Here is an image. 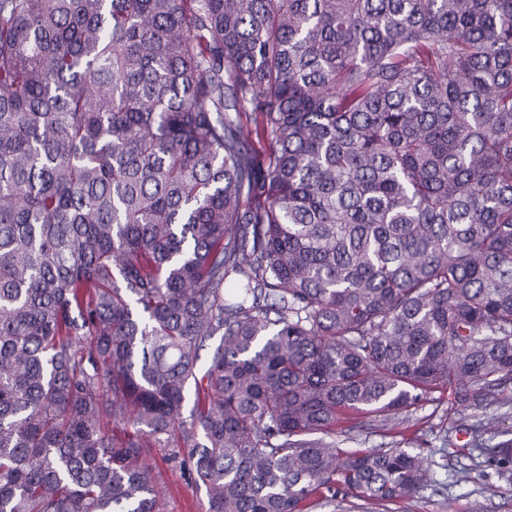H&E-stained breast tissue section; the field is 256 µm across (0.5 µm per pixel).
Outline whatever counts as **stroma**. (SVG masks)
Masks as SVG:
<instances>
[{
	"label": "stroma",
	"mask_w": 512,
	"mask_h": 512,
	"mask_svg": "<svg viewBox=\"0 0 512 512\" xmlns=\"http://www.w3.org/2000/svg\"><path fill=\"white\" fill-rule=\"evenodd\" d=\"M497 416L500 438H512V387L500 393L496 403L460 411L451 390L440 389L410 412L392 415L388 421L366 413L344 416L336 425V440L342 447L372 450L388 443L390 434L417 438L435 465L433 481L414 498L392 504V512H512V481L501 479L494 468L477 466L467 445L470 416ZM386 432H379V423ZM452 430L456 450L439 452L444 430ZM169 451L155 448L151 464L167 486L165 512H203L206 492L197 487L178 464L170 462Z\"/></svg>",
	"instance_id": "stroma-1"
}]
</instances>
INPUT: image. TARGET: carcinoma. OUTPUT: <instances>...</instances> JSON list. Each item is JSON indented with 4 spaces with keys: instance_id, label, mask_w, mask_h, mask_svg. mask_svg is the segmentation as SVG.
Listing matches in <instances>:
<instances>
[{
    "instance_id": "cac0c4a2",
    "label": "carcinoma",
    "mask_w": 512,
    "mask_h": 512,
    "mask_svg": "<svg viewBox=\"0 0 512 512\" xmlns=\"http://www.w3.org/2000/svg\"><path fill=\"white\" fill-rule=\"evenodd\" d=\"M511 383L512 0H0V512L386 506L342 414ZM171 448H153L151 464L167 486L165 512H204L207 497L203 487L188 479L183 469L167 461Z\"/></svg>"
}]
</instances>
